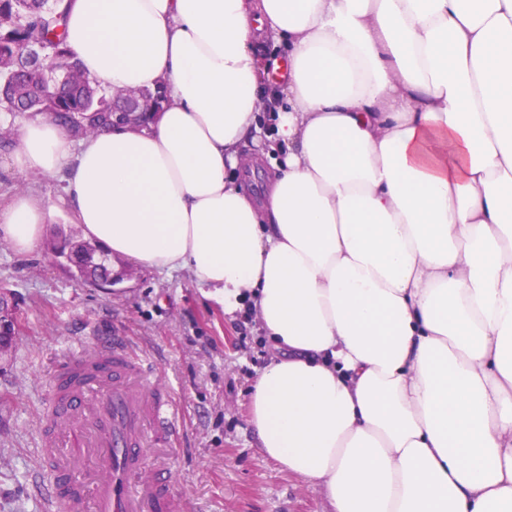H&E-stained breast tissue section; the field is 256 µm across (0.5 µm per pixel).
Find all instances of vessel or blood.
<instances>
[{
    "label": "vessel or blood",
    "mask_w": 512,
    "mask_h": 512,
    "mask_svg": "<svg viewBox=\"0 0 512 512\" xmlns=\"http://www.w3.org/2000/svg\"><path fill=\"white\" fill-rule=\"evenodd\" d=\"M32 479L47 512H183L169 455L183 419L151 358L126 336H103L59 360L50 378Z\"/></svg>",
    "instance_id": "1"
}]
</instances>
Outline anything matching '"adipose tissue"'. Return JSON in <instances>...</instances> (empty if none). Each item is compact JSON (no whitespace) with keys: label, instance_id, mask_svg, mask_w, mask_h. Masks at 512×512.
I'll use <instances>...</instances> for the list:
<instances>
[{"label":"adipose tissue","instance_id":"ef3b65f1","mask_svg":"<svg viewBox=\"0 0 512 512\" xmlns=\"http://www.w3.org/2000/svg\"><path fill=\"white\" fill-rule=\"evenodd\" d=\"M67 29L100 86L170 104L23 122L13 165L66 172L108 254L252 311L263 455L332 512H512V0H70ZM271 155L254 198L238 163ZM55 210L19 193L0 237L32 252Z\"/></svg>","mask_w":512,"mask_h":512}]
</instances>
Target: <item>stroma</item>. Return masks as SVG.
I'll use <instances>...</instances> for the list:
<instances>
[{
    "label": "stroma",
    "mask_w": 512,
    "mask_h": 512,
    "mask_svg": "<svg viewBox=\"0 0 512 512\" xmlns=\"http://www.w3.org/2000/svg\"><path fill=\"white\" fill-rule=\"evenodd\" d=\"M0 146V201L27 192L51 197L47 239L18 254L0 238V288L18 303L19 333L0 357V512H45L30 495L41 466L39 432L51 369L91 341L94 324H121L151 354L183 413L171 456L173 488L186 512H328L322 490L266 458L250 425V389L274 353L258 325L242 338L239 319L204 296L186 270H157L116 257L111 288L87 286L50 250L56 232L82 239L62 200V176H31Z\"/></svg>",
    "instance_id": "35a3bbf8"
}]
</instances>
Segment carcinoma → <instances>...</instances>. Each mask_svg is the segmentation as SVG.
<instances>
[{
    "label": "carcinoma",
    "instance_id": "cac0c4a2",
    "mask_svg": "<svg viewBox=\"0 0 512 512\" xmlns=\"http://www.w3.org/2000/svg\"><path fill=\"white\" fill-rule=\"evenodd\" d=\"M65 13L63 0H0V112L22 108L45 115L79 140L112 126V102L119 92L100 87L74 58ZM37 47L53 57L52 70L41 68L32 54ZM53 252L83 280L112 283V263L103 250L61 237Z\"/></svg>",
    "mask_w": 512,
    "mask_h": 512
}]
</instances>
